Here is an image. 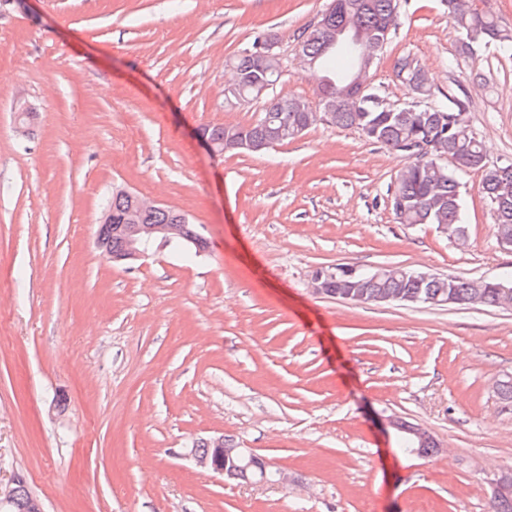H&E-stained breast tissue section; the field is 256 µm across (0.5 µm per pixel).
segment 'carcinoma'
I'll use <instances>...</instances> for the list:
<instances>
[{
	"label": "carcinoma",
	"instance_id": "carcinoma-1",
	"mask_svg": "<svg viewBox=\"0 0 512 512\" xmlns=\"http://www.w3.org/2000/svg\"><path fill=\"white\" fill-rule=\"evenodd\" d=\"M336 6L326 14L327 27L322 30L302 31L299 34L301 51L306 61L334 79L355 75L367 67V85L357 99L345 91L346 84H321L316 99L322 110L332 114V125L355 128L367 140L391 150L414 140L437 139L436 153L427 159L413 160L396 177L389 188L391 208L400 224H435L450 238L465 234V204L460 190L458 174L470 170L482 172L481 192L489 202L494 229L500 240L512 239V162L486 166L487 160L481 141L467 119L469 100L453 87L440 101L429 83L421 61L407 53L394 64V75L406 83L414 94V101L391 104L375 91L372 75L379 55L364 64L361 51L350 46L329 49L327 39L333 30L356 26L385 49L397 27L403 0H334ZM448 15L462 35L460 51L470 53V47L488 48L504 57H512V30L499 25L494 15L472 8L470 0H447ZM234 73L232 83L224 86V100L230 105L266 96V106L259 118L247 126L226 128L222 125L206 126L202 136L224 146L226 136L232 134L242 142L265 141L269 147L286 144L297 138L296 131L309 127L312 101L290 96L277 98L270 95L279 79L271 63L242 52L230 62ZM112 223H123L130 201L112 196ZM184 214L173 208L148 212L145 224H180ZM177 246L200 250L206 241L200 237L194 224L184 225V238ZM512 290V278L497 280H470L455 276L418 279L411 268L397 267L389 275L365 271L354 278L337 276V281L326 289V295L363 303L371 297L405 294L419 299L422 304L444 306L448 300L455 305L471 307H501L512 302V295L501 294L500 289ZM404 430L397 431L399 449L405 454L428 455L437 448L420 446ZM488 512H512V491L493 492Z\"/></svg>",
	"mask_w": 512,
	"mask_h": 512
}]
</instances>
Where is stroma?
<instances>
[{
  "label": "stroma",
  "instance_id": "stroma-1",
  "mask_svg": "<svg viewBox=\"0 0 512 512\" xmlns=\"http://www.w3.org/2000/svg\"><path fill=\"white\" fill-rule=\"evenodd\" d=\"M331 0H0V488L45 512H487L512 472V308L360 304L314 294L320 267L512 276L482 174L462 173L467 233L397 223L407 157L317 123L264 153L211 154L231 58L277 35V96L314 98L294 65ZM444 0H405L372 82L415 55L457 84L489 163L512 160V57L460 52ZM487 85L473 83L475 73ZM36 118L14 123L17 101ZM186 214L207 246L113 263L95 246L113 187ZM441 451L401 454L388 419ZM224 435L290 483L196 467Z\"/></svg>",
  "mask_w": 512,
  "mask_h": 512
}]
</instances>
